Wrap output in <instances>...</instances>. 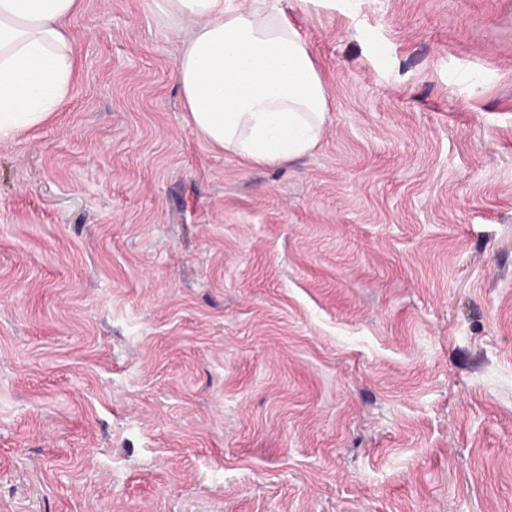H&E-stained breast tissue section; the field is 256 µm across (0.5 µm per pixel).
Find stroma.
Here are the masks:
<instances>
[{
  "mask_svg": "<svg viewBox=\"0 0 512 512\" xmlns=\"http://www.w3.org/2000/svg\"><path fill=\"white\" fill-rule=\"evenodd\" d=\"M318 147L186 122L151 0H82L0 143V512H512V0H282Z\"/></svg>",
  "mask_w": 512,
  "mask_h": 512,
  "instance_id": "obj_1",
  "label": "stroma"
}]
</instances>
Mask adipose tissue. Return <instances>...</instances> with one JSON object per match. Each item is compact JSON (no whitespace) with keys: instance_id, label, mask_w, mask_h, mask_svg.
<instances>
[{"instance_id":"obj_1","label":"adipose tissue","mask_w":512,"mask_h":512,"mask_svg":"<svg viewBox=\"0 0 512 512\" xmlns=\"http://www.w3.org/2000/svg\"><path fill=\"white\" fill-rule=\"evenodd\" d=\"M280 0H152L182 36L176 60L188 125L254 163L303 156L329 119L328 93ZM80 0H0V142L45 124L72 93Z\"/></svg>"}]
</instances>
